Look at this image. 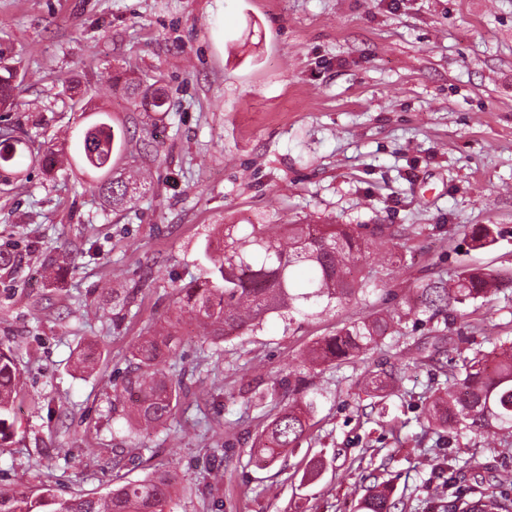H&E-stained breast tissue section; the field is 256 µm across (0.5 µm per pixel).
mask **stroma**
Masks as SVG:
<instances>
[{
    "mask_svg": "<svg viewBox=\"0 0 512 512\" xmlns=\"http://www.w3.org/2000/svg\"><path fill=\"white\" fill-rule=\"evenodd\" d=\"M0 61L23 77L9 118L40 142L76 137L90 100L140 127L108 74L158 78L170 94L158 158L127 145L153 187L127 211L106 209L66 165L0 193V248L22 255L0 278V344H19L25 381L0 485L67 498L172 465L174 512H355L373 473L391 484L397 512H440L428 479L445 449L497 470L479 436L419 424L428 368L394 387L384 425L364 412L365 370L431 341L414 317L357 362L311 371L305 354L369 309L399 308L413 282L465 268L512 276V0H0ZM305 222L414 224L418 234L394 240L403 261L369 303L293 323L273 314L219 350L200 345L173 288L204 278L214 225ZM473 224L496 228V243L474 247L463 233ZM175 316V369L204 378L214 397L183 398L179 430L133 436L113 390L139 337ZM89 343L97 364L76 371ZM291 375L317 396L305 446L327 467L309 485L301 454L266 467L252 455L278 412L264 392ZM216 433L230 442L219 468ZM143 446L155 456L116 468Z\"/></svg>",
    "mask_w": 512,
    "mask_h": 512,
    "instance_id": "35a3bbf8",
    "label": "stroma"
}]
</instances>
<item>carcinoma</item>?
<instances>
[{
    "instance_id": "obj_1",
    "label": "carcinoma",
    "mask_w": 512,
    "mask_h": 512,
    "mask_svg": "<svg viewBox=\"0 0 512 512\" xmlns=\"http://www.w3.org/2000/svg\"><path fill=\"white\" fill-rule=\"evenodd\" d=\"M16 75L0 69V112L16 106ZM123 90L134 106L153 113L151 127L163 120L167 96L142 87L127 78ZM94 121L81 136L82 173L99 197L118 213L148 191L132 177L116 169L114 151L130 138L123 124L113 125L112 114L101 107L90 109ZM64 149L35 146L28 133L8 120H0V184H11L23 172L51 171ZM415 228L392 224H254L250 233L237 235L236 225L226 224L206 239L204 256L210 262L208 276L192 285L174 286L176 303L187 309L202 328L204 338L217 345L233 334L252 330L271 314H288V319L309 316L314 308H329L365 298L377 275L402 261L388 251L378 269L363 271L372 246L397 237L411 238ZM480 246L495 242L489 225L469 228ZM505 281L481 269H465L453 282L428 279L415 286L405 298L408 313L425 316L443 327L432 329L431 350L415 348V356L402 367L377 365L363 375V389L372 399L371 409L384 415V406L394 383L409 370L431 366L453 383L436 388L428 407L427 420L450 432H470L485 439L489 448L499 449L500 474L486 481L466 483V474L482 467L473 456L456 455L441 470L448 490L443 512H512V339L488 336L489 351L476 350L456 355L443 349L445 332L465 318L461 308L505 291ZM403 314L371 311L345 324L335 333L315 341L306 357L312 367L335 361L351 362L376 347L386 337L401 336ZM179 321H168L149 336H143L130 352L128 370L121 385L113 390L112 406L123 407L128 418L143 428L166 425L179 399L191 392L200 379L172 377L168 361L178 357ZM24 385L12 347H0V448L13 443L14 410ZM309 384L302 376L274 382L271 396L288 398L281 410L258 434L256 447L270 464L301 447L311 429L314 399L307 397ZM322 459L312 456L303 462L301 482L311 484L322 475ZM175 478L165 471L110 489L101 496L58 498L49 489L31 492L0 487V512H172ZM397 502L387 482H373L358 500L356 512H394Z\"/></svg>"
}]
</instances>
